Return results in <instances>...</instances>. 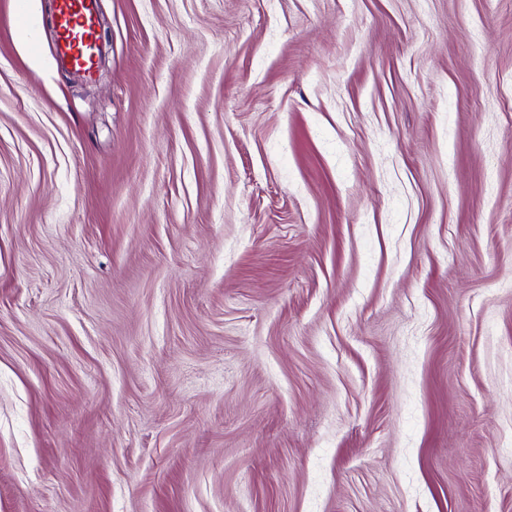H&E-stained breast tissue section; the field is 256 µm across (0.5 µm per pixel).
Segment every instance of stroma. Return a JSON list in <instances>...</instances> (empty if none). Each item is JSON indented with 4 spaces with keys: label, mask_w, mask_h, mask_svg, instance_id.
Segmentation results:
<instances>
[{
    "label": "stroma",
    "mask_w": 512,
    "mask_h": 512,
    "mask_svg": "<svg viewBox=\"0 0 512 512\" xmlns=\"http://www.w3.org/2000/svg\"><path fill=\"white\" fill-rule=\"evenodd\" d=\"M0 0V512H512V0ZM55 53L83 79L95 78L102 48L97 0H55Z\"/></svg>",
    "instance_id": "stroma-1"
}]
</instances>
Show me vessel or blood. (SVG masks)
I'll list each match as a JSON object with an SVG mask.
<instances>
[{
    "instance_id": "b4317fda",
    "label": "vessel or blood",
    "mask_w": 512,
    "mask_h": 512,
    "mask_svg": "<svg viewBox=\"0 0 512 512\" xmlns=\"http://www.w3.org/2000/svg\"><path fill=\"white\" fill-rule=\"evenodd\" d=\"M55 53L85 80L96 76L101 47L97 39V0H55Z\"/></svg>"
}]
</instances>
